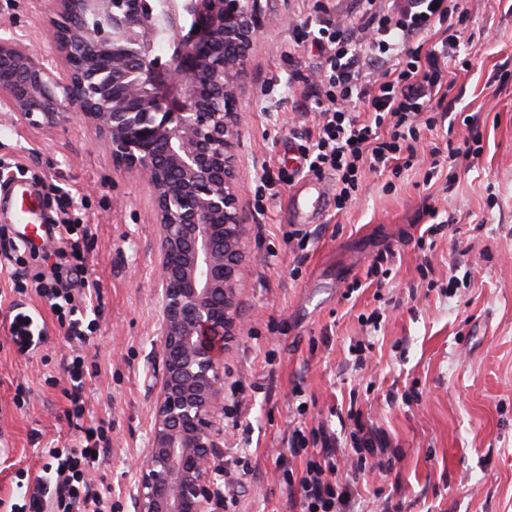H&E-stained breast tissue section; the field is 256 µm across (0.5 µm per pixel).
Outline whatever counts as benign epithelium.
I'll use <instances>...</instances> for the list:
<instances>
[{
	"instance_id": "7a95c632",
	"label": "benign epithelium",
	"mask_w": 512,
	"mask_h": 512,
	"mask_svg": "<svg viewBox=\"0 0 512 512\" xmlns=\"http://www.w3.org/2000/svg\"><path fill=\"white\" fill-rule=\"evenodd\" d=\"M274 2L45 0L47 50L0 37V112L48 128L83 120L112 163L152 191L163 374L135 512H210L213 502L224 351L204 337L237 329L245 213L236 92ZM93 3L103 21L92 31L81 17ZM160 22L174 48L164 67L153 57ZM101 54L112 56V70H97Z\"/></svg>"
}]
</instances>
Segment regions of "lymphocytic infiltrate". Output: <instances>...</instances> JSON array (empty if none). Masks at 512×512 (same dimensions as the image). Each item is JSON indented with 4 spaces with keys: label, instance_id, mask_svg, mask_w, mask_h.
Returning <instances> with one entry per match:
<instances>
[{
    "label": "lymphocytic infiltrate",
    "instance_id": "f902f5d3",
    "mask_svg": "<svg viewBox=\"0 0 512 512\" xmlns=\"http://www.w3.org/2000/svg\"><path fill=\"white\" fill-rule=\"evenodd\" d=\"M467 14L460 0H347L344 13L324 4L312 31L322 54L317 78L305 85L298 111L314 116L301 133L302 172L336 179L335 205L344 210L356 201L367 174L411 168L419 150L431 157L430 172L457 169L475 158L470 145L438 146L423 131L442 120L443 103L455 87L448 57L460 46ZM439 31L437 43L424 46V35ZM58 229L55 248L47 252L22 244L10 225H0V252L10 261L17 293L34 291L56 321L72 349L67 366L70 406L66 414L82 431L78 445L52 448L53 463L34 479L24 512H112L106 497L93 489L88 475L109 443L110 426L88 416L84 389L88 369L85 348L97 329L90 319L97 281L87 277L91 225L72 221L57 186L43 188ZM357 431L353 448L337 449L330 437L308 449L302 430L289 440L292 457L305 467L281 466V487L299 512H350L353 490L338 479L340 464L353 473L388 471L393 466L386 443L365 431L361 414H353Z\"/></svg>",
    "mask_w": 512,
    "mask_h": 512
}]
</instances>
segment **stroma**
Returning a JSON list of instances; mask_svg holds the SVG:
<instances>
[{
  "mask_svg": "<svg viewBox=\"0 0 512 512\" xmlns=\"http://www.w3.org/2000/svg\"><path fill=\"white\" fill-rule=\"evenodd\" d=\"M464 53L453 65L452 128L440 140L462 144L479 131L482 149L458 170L449 193L427 187L419 162L385 191L369 175L346 212L327 205L312 224L307 251L287 238L291 186L256 204L264 165L290 164L296 137L311 124L296 105L313 76L317 47L294 44L315 21L316 0H279L282 20L249 57L238 91L239 197L246 214L240 320L224 340V409L245 405L250 433L225 427V448H247L253 471L234 465L218 482L236 512H289L278 463L293 428L351 445L350 411L396 452L390 472L360 475L353 512H374L378 489H396L402 512H512V0H463ZM42 0H0V36L46 48ZM297 63L289 65L287 53ZM278 76L274 97L265 80ZM0 160L72 196L71 211L93 225L89 270L101 284L98 330L87 350L94 373L84 394L91 415L110 423V446L90 475L112 499V512H134L138 469L151 448L155 382L162 373L160 296L155 278L157 226L148 188L113 166L93 129L72 118L54 129L10 123L0 115ZM432 205L447 225L420 250L418 217ZM397 258L383 288L365 286L377 254ZM0 256V512L18 500L17 483L42 474L47 449L74 445L66 366L71 349L50 327L28 354L8 341L16 303L36 295L11 291ZM362 288L344 299L348 284ZM302 390L304 412L292 393Z\"/></svg>",
  "mask_w": 512,
  "mask_h": 512,
  "instance_id": "1",
  "label": "stroma"
}]
</instances>
